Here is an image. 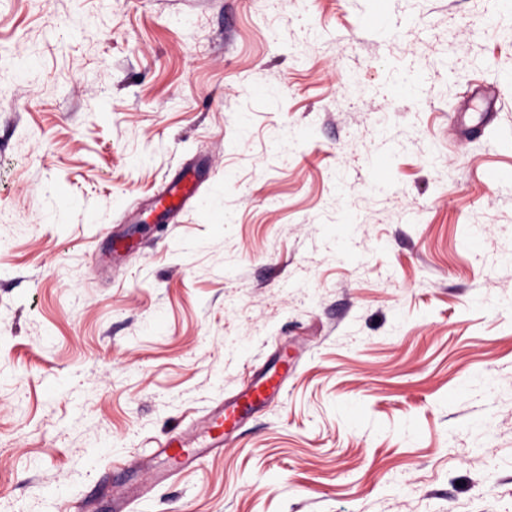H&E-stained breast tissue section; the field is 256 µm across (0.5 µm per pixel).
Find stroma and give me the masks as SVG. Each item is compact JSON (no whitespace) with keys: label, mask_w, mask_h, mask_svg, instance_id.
Masks as SVG:
<instances>
[{"label":"stroma","mask_w":512,"mask_h":512,"mask_svg":"<svg viewBox=\"0 0 512 512\" xmlns=\"http://www.w3.org/2000/svg\"><path fill=\"white\" fill-rule=\"evenodd\" d=\"M492 170L504 0H0V512H112L118 460L284 352L280 397L133 512H512ZM199 187V182L189 170L178 180L169 183L155 204L159 210V218L166 219L180 212L197 196Z\"/></svg>","instance_id":"1"}]
</instances>
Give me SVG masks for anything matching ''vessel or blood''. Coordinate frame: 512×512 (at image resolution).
<instances>
[{
	"label": "vessel or blood",
	"mask_w": 512,
	"mask_h": 512,
	"mask_svg": "<svg viewBox=\"0 0 512 512\" xmlns=\"http://www.w3.org/2000/svg\"><path fill=\"white\" fill-rule=\"evenodd\" d=\"M199 187V182L188 171L169 183L156 202L160 218H169L189 205ZM282 390L283 377L280 373H262L235 396L212 410L202 425L188 427L160 443L155 455L164 461L165 466L157 470V479L171 480L181 471L192 468L203 455L222 453L229 436L244 424L252 411L273 402ZM147 495L146 487L115 484L112 487V508L114 512H130L132 506Z\"/></svg>",
	"instance_id": "vessel-or-blood-1"
}]
</instances>
